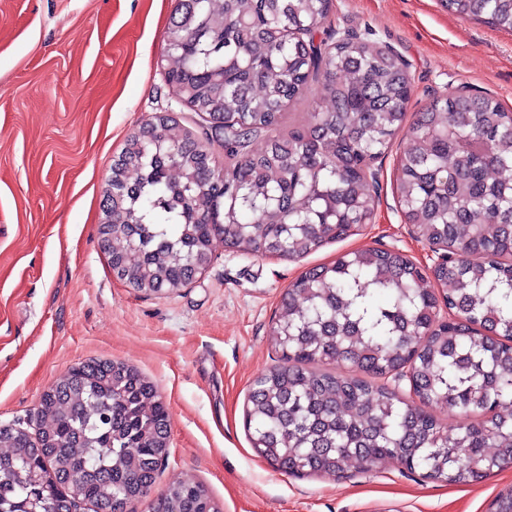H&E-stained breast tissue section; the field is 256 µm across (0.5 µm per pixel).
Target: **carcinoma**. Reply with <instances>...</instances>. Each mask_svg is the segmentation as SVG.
<instances>
[{
  "mask_svg": "<svg viewBox=\"0 0 512 512\" xmlns=\"http://www.w3.org/2000/svg\"><path fill=\"white\" fill-rule=\"evenodd\" d=\"M448 10L512 31V0H444ZM331 0H179L167 77L210 127V141L168 114L131 134L112 166V272L170 294L211 264L217 238L243 255L302 258L336 225L368 224L363 168L406 131L396 195L406 221L457 258L435 272L462 322L437 319L435 289L403 254L340 255L307 269L270 328L280 363L249 392L255 453L298 476L387 459L467 484L512 462V112L490 96L438 98L405 126L410 64L372 38L315 39ZM321 77L332 107L277 133L284 110ZM262 151L253 149L257 139ZM348 364L338 375L329 365ZM411 372L426 404L484 419L449 428L376 378ZM43 427L0 426V512H126L168 456V412L122 362L93 360L43 394ZM151 512H223L200 483L175 481Z\"/></svg>",
  "mask_w": 512,
  "mask_h": 512,
  "instance_id": "obj_1",
  "label": "carcinoma"
}]
</instances>
